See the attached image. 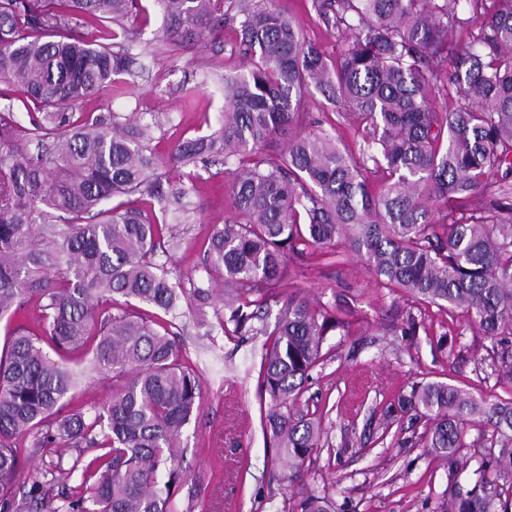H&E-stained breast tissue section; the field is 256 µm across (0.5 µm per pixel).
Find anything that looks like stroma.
<instances>
[{"instance_id":"35a3bbf8","label":"stroma","mask_w":512,"mask_h":512,"mask_svg":"<svg viewBox=\"0 0 512 512\" xmlns=\"http://www.w3.org/2000/svg\"><path fill=\"white\" fill-rule=\"evenodd\" d=\"M281 13L300 26L305 40L327 58H335L344 42L326 25L312 0H273ZM132 55L144 64L135 96L95 95L84 100L85 112H144L160 127L155 149L167 160L168 183L177 186L179 170L171 158L179 141L209 135L224 110L219 74L243 69L244 59L232 29L205 41L172 44L163 39V21L156 8L136 19ZM196 88L192 106H185L180 84ZM299 111L330 123L350 149L359 137L345 119V107L327 101L318 91L303 97ZM187 218L173 227L181 241L176 255L183 272L204 274V242L213 225L231 217L229 187L223 175L202 180L191 198ZM285 284L289 293L336 305L351 321L349 334L333 332L325 346L328 360L312 373L305 394L317 407L329 445L316 462L290 480L263 431L270 404L260 395L258 373L263 337L230 338L220 329L206 330L194 315L180 318L179 343L186 362L200 378L198 408L180 436L175 465L183 486L176 495L179 512H300L303 489L326 490L336 512H442L450 470L418 437L421 426L401 416L389 434L370 428L399 395L414 383L439 381L471 391L476 397L512 399V380L494 372L487 357L492 347L462 310L429 307L423 326L407 335L408 305L382 288L352 253L336 260L290 262ZM447 334L438 349L436 336ZM88 355L75 361L85 367L80 385L71 391L74 405L93 408L112 398V380L89 370Z\"/></svg>"}]
</instances>
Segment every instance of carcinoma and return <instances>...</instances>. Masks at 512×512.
<instances>
[{"label":"carcinoma","mask_w":512,"mask_h":512,"mask_svg":"<svg viewBox=\"0 0 512 512\" xmlns=\"http://www.w3.org/2000/svg\"><path fill=\"white\" fill-rule=\"evenodd\" d=\"M166 39H203L231 26L243 72L224 74V113L208 136L174 150L183 168L163 188L156 122L75 115L88 97L134 96L133 60L112 50L141 0H0V512H176L180 472L168 466L196 410L199 378L176 343L177 310H201L221 287L226 336H265L261 388L272 405L265 428L288 471L300 475L328 444L322 417L302 405L323 364L330 332L351 322L336 306L285 290L288 263L362 257L376 281L426 309L446 303L493 340L489 358L512 379V0H312L345 47L333 60L302 39L283 13L250 0H152ZM478 32L457 44V28ZM447 75L437 87L431 78ZM349 108L361 141L343 150L336 128L294 109L311 89ZM459 107L439 112L435 92ZM29 112L21 125L14 101ZM288 131L278 154L269 140ZM37 142L41 152L28 146ZM224 166L232 216L215 224L206 277L177 266L179 239L153 211L122 198L148 196L183 209L198 165ZM498 192L465 209L455 199ZM448 209L437 221L430 202ZM161 311L145 317L135 303ZM282 303L274 327L262 314ZM120 387L95 409L72 407L73 354ZM422 424L419 444L455 473L467 426H487L499 452L474 482L448 485L445 512H512L491 476L512 477V399L489 401L429 382L399 402ZM71 452L68 467L28 472L41 452ZM167 480L159 484L161 470ZM78 483L69 484L73 476ZM301 512H335L328 495L306 493Z\"/></svg>","instance_id":"carcinoma-1"}]
</instances>
